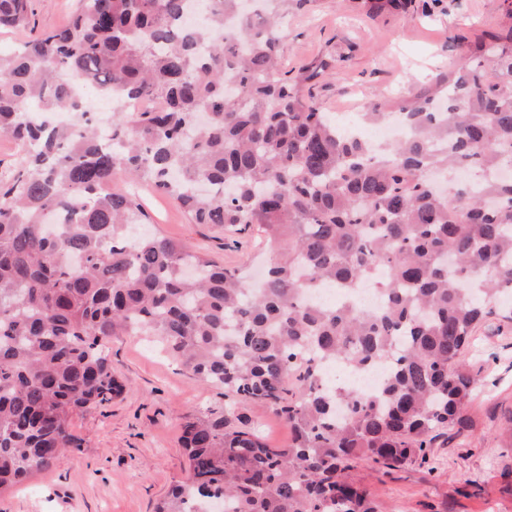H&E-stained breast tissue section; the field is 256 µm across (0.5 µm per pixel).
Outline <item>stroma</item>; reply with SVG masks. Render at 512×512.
<instances>
[{"mask_svg":"<svg viewBox=\"0 0 512 512\" xmlns=\"http://www.w3.org/2000/svg\"><path fill=\"white\" fill-rule=\"evenodd\" d=\"M512 28V0H435L430 12L372 15L363 0L289 4L281 44L285 71L325 65L313 92L333 116L392 102L407 89L468 64L465 44ZM148 229L183 241L228 268L255 271L267 258L257 226L218 229L193 223L167 198L143 188ZM112 372L123 383L112 404L71 419L82 447L23 483L0 492V512H152L188 477L180 445L185 418L222 411L223 389L205 385L155 336L123 335L110 344ZM482 381L466 411L463 435L440 438L427 465L359 472L383 512H512V321L491 318L466 357ZM240 424L271 446H287V425L268 407L237 410Z\"/></svg>","mask_w":512,"mask_h":512,"instance_id":"1","label":"stroma"}]
</instances>
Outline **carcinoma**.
<instances>
[{
	"instance_id": "carcinoma-1",
	"label": "carcinoma",
	"mask_w": 512,
	"mask_h": 512,
	"mask_svg": "<svg viewBox=\"0 0 512 512\" xmlns=\"http://www.w3.org/2000/svg\"><path fill=\"white\" fill-rule=\"evenodd\" d=\"M83 0L62 29L0 53V134L25 147L0 180V491L82 440L70 417L122 390L107 345L160 337L209 385L221 412L183 424L190 477L154 512H381L357 472L423 467L460 432L480 379L474 331L512 293V28L467 46L472 64L402 96L410 130L374 150L340 133L311 92L323 67L282 72L288 0ZM34 0H0V28L27 27ZM223 28L220 41L212 27ZM109 100L96 130L68 73ZM69 113L33 123L25 112ZM391 116L386 102L369 122ZM122 174L177 202L196 224L258 226L261 280L160 234ZM374 281L381 306L322 307L326 284ZM386 366L364 394L317 361ZM260 403L288 424L285 448L234 424Z\"/></svg>"
}]
</instances>
